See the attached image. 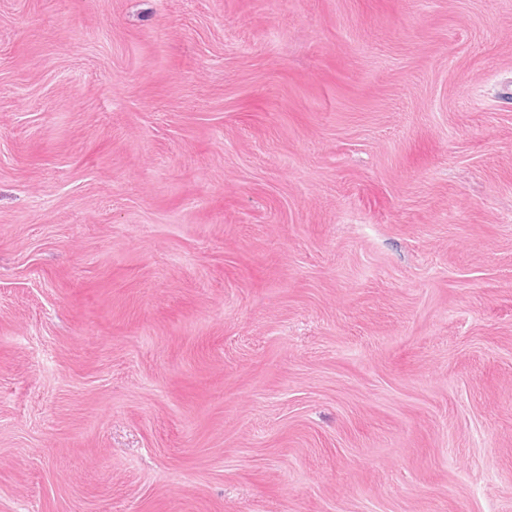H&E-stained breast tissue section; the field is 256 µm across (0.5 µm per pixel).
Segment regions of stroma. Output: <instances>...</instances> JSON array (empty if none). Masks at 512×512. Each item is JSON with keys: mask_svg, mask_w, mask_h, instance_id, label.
<instances>
[{"mask_svg": "<svg viewBox=\"0 0 512 512\" xmlns=\"http://www.w3.org/2000/svg\"><path fill=\"white\" fill-rule=\"evenodd\" d=\"M0 512H512V0H0Z\"/></svg>", "mask_w": 512, "mask_h": 512, "instance_id": "35a3bbf8", "label": "stroma"}]
</instances>
